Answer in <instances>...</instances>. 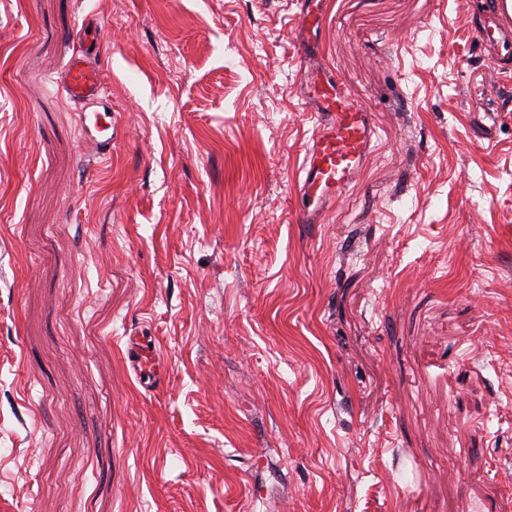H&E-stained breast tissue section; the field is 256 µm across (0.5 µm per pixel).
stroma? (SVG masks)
Returning <instances> with one entry per match:
<instances>
[{
  "mask_svg": "<svg viewBox=\"0 0 512 512\" xmlns=\"http://www.w3.org/2000/svg\"><path fill=\"white\" fill-rule=\"evenodd\" d=\"M467 13L327 0L376 144L299 224L300 0H0V512H512V79ZM60 91L78 109L83 140L98 158L112 154V108L105 94L103 75L92 54L76 52L57 81ZM126 344L127 357L134 372L137 375L151 374L152 383H155L159 376L156 348L150 349L142 340V336H129Z\"/></svg>",
  "mask_w": 512,
  "mask_h": 512,
  "instance_id": "stroma-1",
  "label": "stroma"
}]
</instances>
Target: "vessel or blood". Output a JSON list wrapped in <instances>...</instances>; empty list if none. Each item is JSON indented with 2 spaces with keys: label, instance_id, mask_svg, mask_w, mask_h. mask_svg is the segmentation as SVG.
Segmentation results:
<instances>
[{
  "label": "vessel or blood",
  "instance_id": "obj_1",
  "mask_svg": "<svg viewBox=\"0 0 512 512\" xmlns=\"http://www.w3.org/2000/svg\"><path fill=\"white\" fill-rule=\"evenodd\" d=\"M485 21L472 32L479 46L493 47L502 71L512 70V0H486ZM325 0H302L301 22L310 32L325 24ZM316 44L303 40L297 53L303 66L300 97L313 113L315 131L301 165L296 190L300 224H315L335 201L372 150L374 127L369 113L359 109L350 92L332 73L311 68ZM60 91L78 109L83 139L97 157L112 153V108L103 75L91 55L79 50L57 81ZM127 357L136 374H157V353L141 337L127 341Z\"/></svg>",
  "mask_w": 512,
  "mask_h": 512
}]
</instances>
